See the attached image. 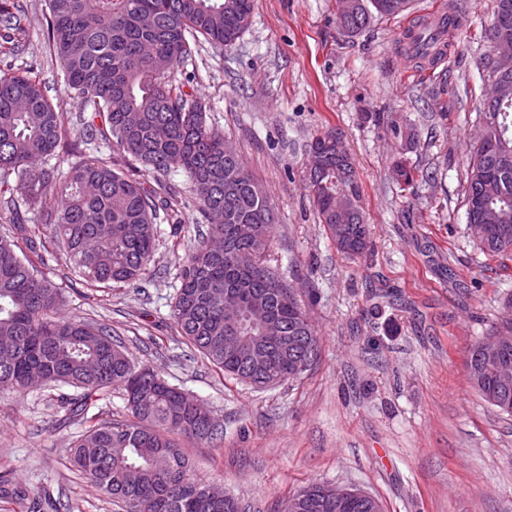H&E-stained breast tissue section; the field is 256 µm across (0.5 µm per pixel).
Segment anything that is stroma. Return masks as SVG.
Listing matches in <instances>:
<instances>
[{"label":"stroma","mask_w":512,"mask_h":512,"mask_svg":"<svg viewBox=\"0 0 512 512\" xmlns=\"http://www.w3.org/2000/svg\"><path fill=\"white\" fill-rule=\"evenodd\" d=\"M28 41L0 69L33 67L63 116L82 104L44 47L46 0H25ZM338 0H254L236 45L201 44L175 79L207 107L209 125L263 184L278 222L269 252L319 337L313 368L255 389L187 345L171 318L176 257L205 236L194 202L182 230L158 228L140 289L84 288L52 262L66 315L108 324L131 360L159 370L224 429L220 446L185 440L193 474L220 484L242 512H281L325 481L363 490L384 512H512V416L470 387L466 351L512 295V267L475 246L464 206L469 150L489 92L477 70L494 0H411L356 36L336 26ZM459 18L441 78L420 82L401 49L410 20ZM339 130L362 184L373 250L350 260L319 224L304 187L307 146ZM432 173L406 185L394 164ZM57 389L0 393V473L50 494L58 512H122L68 463L79 424L62 422Z\"/></svg>","instance_id":"1"}]
</instances>
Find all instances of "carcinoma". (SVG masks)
<instances>
[{"label":"carcinoma","instance_id":"cac0c4a2","mask_svg":"<svg viewBox=\"0 0 512 512\" xmlns=\"http://www.w3.org/2000/svg\"><path fill=\"white\" fill-rule=\"evenodd\" d=\"M45 47L58 59L71 92L92 116L70 119L56 112L30 68L0 73V391L22 392L32 374L47 383L78 389L60 394L64 419L82 429L73 441L70 466L126 512H238L236 500L215 498L210 483L193 478L172 435L220 442L203 427L204 416L181 389L149 366H136L114 342L112 329L62 313L63 289L44 269L66 256L91 288H119L148 276L157 246V225H182V191L162 180L172 171L186 178L208 222L207 239L178 261L179 288L171 309L180 334L228 377L246 382L245 353L266 350L267 367L284 383L294 379L288 344L262 339L268 321L285 336H303L319 348L301 299L271 264L268 251L277 215L263 186L225 139L207 125L200 99L175 83L176 65L193 57L200 40L230 48L248 29L253 0H48ZM407 0H354L336 23L355 36L376 17L398 16ZM512 0H495L485 38L493 41ZM459 26L456 18L422 15L406 33L404 51L433 67L441 44ZM28 37L20 0H0V56L13 57ZM488 140L474 142L464 203L478 185L507 234L477 242L488 257L512 260V89L487 106ZM102 142L116 157L87 159L82 144ZM136 162L156 176L145 187L124 171ZM320 223L336 250L350 258L368 249L362 186L351 159L326 162L319 184L307 185ZM347 195L350 222L336 235V196ZM28 211L33 219H23ZM240 224L256 235L237 237ZM236 336L239 347L224 346ZM473 390L512 415V388L499 386L495 367L466 354ZM124 391L127 418L110 421L94 411L112 388ZM325 484L301 490L298 512H332L322 504ZM0 501L13 512H44L49 502L0 480Z\"/></svg>","mask_w":512,"mask_h":512}]
</instances>
